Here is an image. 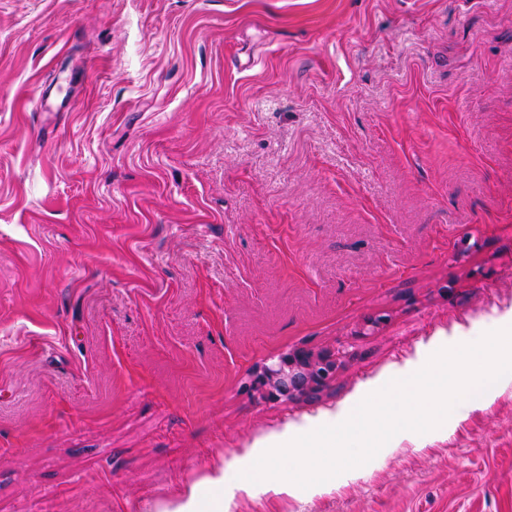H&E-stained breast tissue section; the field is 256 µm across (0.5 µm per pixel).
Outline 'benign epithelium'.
I'll use <instances>...</instances> for the list:
<instances>
[{
	"label": "benign epithelium",
	"mask_w": 512,
	"mask_h": 512,
	"mask_svg": "<svg viewBox=\"0 0 512 512\" xmlns=\"http://www.w3.org/2000/svg\"><path fill=\"white\" fill-rule=\"evenodd\" d=\"M343 352L295 348L252 375L249 390L265 401H295L324 388L336 375Z\"/></svg>",
	"instance_id": "obj_1"
}]
</instances>
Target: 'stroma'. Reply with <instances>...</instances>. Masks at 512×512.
Wrapping results in <instances>:
<instances>
[{"instance_id":"obj_1","label":"stroma","mask_w":512,"mask_h":512,"mask_svg":"<svg viewBox=\"0 0 512 512\" xmlns=\"http://www.w3.org/2000/svg\"><path fill=\"white\" fill-rule=\"evenodd\" d=\"M509 326L512 0H0V512H167ZM296 347L347 357L258 399ZM222 510L512 512V386ZM344 352L295 348L252 375L249 390L265 401H295L320 391L336 375Z\"/></svg>"}]
</instances>
